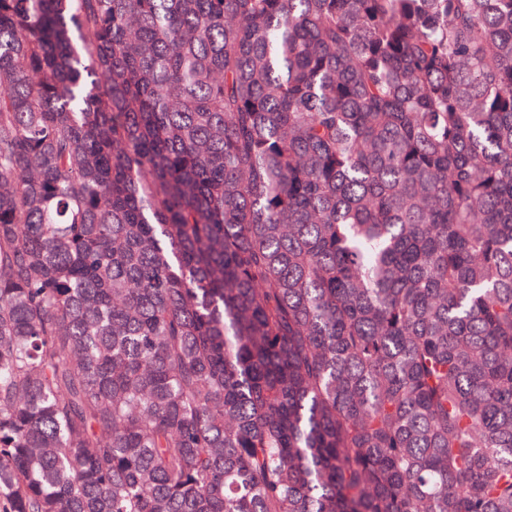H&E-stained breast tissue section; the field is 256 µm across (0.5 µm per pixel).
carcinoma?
I'll list each match as a JSON object with an SVG mask.
<instances>
[{
    "instance_id": "cac0c4a2",
    "label": "carcinoma",
    "mask_w": 512,
    "mask_h": 512,
    "mask_svg": "<svg viewBox=\"0 0 512 512\" xmlns=\"http://www.w3.org/2000/svg\"><path fill=\"white\" fill-rule=\"evenodd\" d=\"M0 512H512V0H0Z\"/></svg>"
}]
</instances>
